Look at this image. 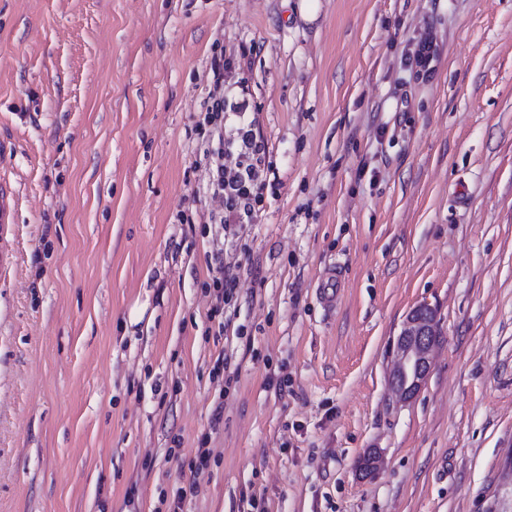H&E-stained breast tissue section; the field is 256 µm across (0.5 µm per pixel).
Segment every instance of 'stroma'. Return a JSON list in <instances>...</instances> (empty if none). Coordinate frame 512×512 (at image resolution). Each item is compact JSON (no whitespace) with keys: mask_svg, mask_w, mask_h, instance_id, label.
Instances as JSON below:
<instances>
[{"mask_svg":"<svg viewBox=\"0 0 512 512\" xmlns=\"http://www.w3.org/2000/svg\"><path fill=\"white\" fill-rule=\"evenodd\" d=\"M217 59L271 163L226 236ZM0 195V512H512V0H0ZM437 60V45L432 35L421 37L414 49L412 61L418 68L417 73L424 79L430 77ZM213 260L214 263L209 264L212 284H208V289L213 290L210 291L214 302L210 309L211 319L224 313V305L230 304L237 287L236 275L224 268V263L218 257H214ZM433 323H427L421 314V305L407 316L396 344V367L391 379L395 394L409 399L420 389L427 378L437 344L433 336ZM403 380V384L397 382Z\"/></svg>","mask_w":512,"mask_h":512,"instance_id":"obj_1","label":"stroma"}]
</instances>
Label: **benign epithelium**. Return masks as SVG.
<instances>
[{
  "label": "benign epithelium",
  "mask_w": 512,
  "mask_h": 512,
  "mask_svg": "<svg viewBox=\"0 0 512 512\" xmlns=\"http://www.w3.org/2000/svg\"><path fill=\"white\" fill-rule=\"evenodd\" d=\"M436 346L432 324L426 322L421 307L413 308L396 344V367L391 379L395 394L409 399L427 378Z\"/></svg>",
  "instance_id": "benign-epithelium-1"
}]
</instances>
